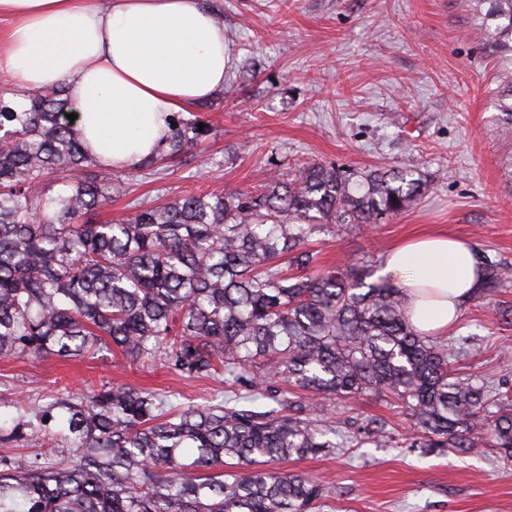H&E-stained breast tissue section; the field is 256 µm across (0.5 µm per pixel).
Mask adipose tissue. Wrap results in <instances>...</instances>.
Returning a JSON list of instances; mask_svg holds the SVG:
<instances>
[{"mask_svg": "<svg viewBox=\"0 0 512 512\" xmlns=\"http://www.w3.org/2000/svg\"><path fill=\"white\" fill-rule=\"evenodd\" d=\"M11 26L0 72L16 89L65 84L89 153L110 168L155 155L174 113L224 87V30L201 0H0ZM385 274L402 278L407 319L444 336L479 279L468 242L445 233L396 245Z\"/></svg>", "mask_w": 512, "mask_h": 512, "instance_id": "ef3b65f1", "label": "adipose tissue"}]
</instances>
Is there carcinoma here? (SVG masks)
I'll return each mask as SVG.
<instances>
[{"label": "carcinoma", "mask_w": 512, "mask_h": 512, "mask_svg": "<svg viewBox=\"0 0 512 512\" xmlns=\"http://www.w3.org/2000/svg\"><path fill=\"white\" fill-rule=\"evenodd\" d=\"M487 52L512 71V0H468ZM512 132V77L493 92ZM58 84L16 107L0 100V355L92 357L112 346L188 377L224 376V393L181 407L129 384L61 397L38 422L19 415L12 440L42 451L0 459V512H315L331 488L267 461L339 448L493 449L512 464V389L454 368L463 337L426 336L406 317V289L372 277V260L324 268L307 249L412 208L416 167L298 166L258 193L186 195L99 216L121 182L97 173ZM174 116L160 152L196 149L209 133ZM60 173L56 191L47 182ZM488 299L504 268L480 253ZM318 400L306 404L303 394ZM386 397L410 421L332 424L336 398ZM273 399L281 410L238 408ZM74 449L57 461L56 439Z\"/></svg>", "instance_id": "cac0c4a2"}]
</instances>
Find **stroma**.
Returning <instances> with one entry per match:
<instances>
[{
  "label": "stroma",
  "instance_id": "1",
  "mask_svg": "<svg viewBox=\"0 0 512 512\" xmlns=\"http://www.w3.org/2000/svg\"><path fill=\"white\" fill-rule=\"evenodd\" d=\"M221 15L229 65L209 108L193 107L210 132L199 153L157 173L109 170L126 192L101 220L136 204L186 193L256 192L305 161L351 168L417 166L428 179L409 211L333 238L316 235L320 264L384 260L412 236L445 231L496 257L512 274V138L491 105L495 60L472 35L461 0H204ZM512 278L488 300L466 304L452 333L471 337L461 372L490 371L512 383ZM112 384L170 392L199 404L219 379L186 378L118 350L95 358L0 356V456L36 454L2 442L18 410L37 415L58 395ZM341 419L382 416L404 433V409L377 397L339 403ZM332 487L330 512H512V468L491 449L423 454L366 445L276 462Z\"/></svg>",
  "mask_w": 512,
  "mask_h": 512
}]
</instances>
